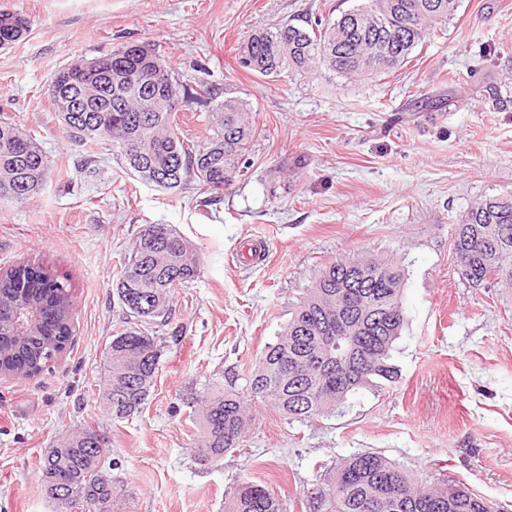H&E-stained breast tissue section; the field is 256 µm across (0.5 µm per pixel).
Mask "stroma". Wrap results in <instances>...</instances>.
Here are the masks:
<instances>
[{
	"label": "stroma",
	"mask_w": 512,
	"mask_h": 512,
	"mask_svg": "<svg viewBox=\"0 0 512 512\" xmlns=\"http://www.w3.org/2000/svg\"><path fill=\"white\" fill-rule=\"evenodd\" d=\"M363 2L0 0V11L29 22L26 38L0 49V113L36 138L51 167L39 193L0 201V271L42 264L74 289L63 355L31 379L0 375V512H56L39 461L84 427L107 442L102 465L122 488L121 512H224L242 479L272 489L284 512H311L305 492L319 472L358 452L419 480L447 475L512 512V291L470 287L451 238L475 203L512 194V0H460L445 28L376 78L323 69L270 79L236 62L253 31L331 23ZM143 41L180 80L231 90L255 116L244 172L218 203L201 206L193 184L142 183L109 142L65 134L56 72ZM467 70L468 85L451 83ZM175 121L187 143L212 136L203 99ZM148 224L172 225L201 276L175 289L166 322L152 325L165 342L152 398L116 421L100 391L104 356L133 321L113 285ZM255 236L266 238V257L238 264L236 250ZM352 253L392 254L404 269L395 382L311 422L259 407L239 448L200 464L187 398L227 371L248 374L322 266Z\"/></svg>",
	"instance_id": "stroma-1"
}]
</instances>
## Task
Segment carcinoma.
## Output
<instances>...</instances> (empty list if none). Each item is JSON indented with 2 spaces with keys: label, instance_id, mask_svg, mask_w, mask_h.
<instances>
[{
  "label": "carcinoma",
  "instance_id": "obj_1",
  "mask_svg": "<svg viewBox=\"0 0 512 512\" xmlns=\"http://www.w3.org/2000/svg\"><path fill=\"white\" fill-rule=\"evenodd\" d=\"M459 0H367L336 23L307 28L291 22L253 32L240 46L239 64L263 77L321 67L344 77H379L400 68L427 36L453 18ZM0 20V48L27 32V21ZM105 74L75 87L89 111L59 113L71 120L67 136L78 142L107 139L126 168L143 183L165 190L190 178L217 194L240 173L257 134L253 112L241 99L219 101L209 146L180 140L173 112L192 99L191 86L176 79L155 44L122 45L102 57ZM49 161L33 137L0 119V201L21 202L47 182ZM452 246L460 276L474 286L512 290V194L489 197L455 224ZM191 246L168 224L141 230L115 290L123 308L139 322L166 315L175 288L200 276ZM404 273L393 255L342 257L326 265L296 304L281 336L268 345L245 377L228 372L187 401L200 433L197 460L216 463L240 445L258 403L290 420L333 414L348 395L372 383L391 382L395 341L406 322ZM0 298L34 300L43 320L26 347H0V369L35 377L50 366L71 336L73 289L69 277L43 265L19 264L0 276ZM162 347L137 327L112 338L106 351L103 400L117 420L148 403ZM61 455L49 449L40 470L48 498L61 508L80 500L93 512H117L112 475L98 469L105 438L88 427L66 438ZM308 496L313 512H494L487 499L446 477L417 481L386 456L353 454L327 468ZM224 512H283L274 492L241 481Z\"/></svg>",
  "mask_w": 512,
  "mask_h": 512
}]
</instances>
